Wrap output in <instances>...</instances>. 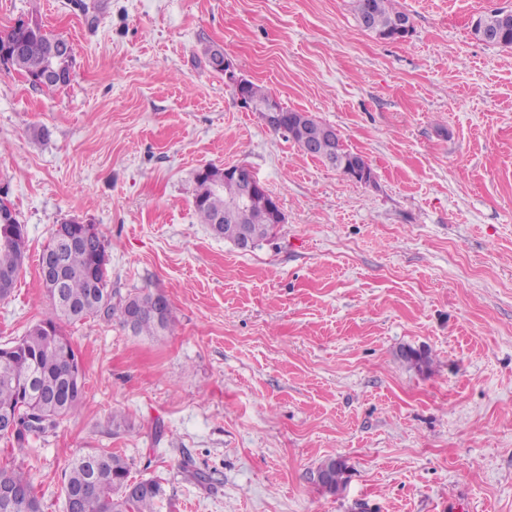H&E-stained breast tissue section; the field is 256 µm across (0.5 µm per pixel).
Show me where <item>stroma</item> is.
I'll list each match as a JSON object with an SVG mask.
<instances>
[{"instance_id":"stroma-1","label":"stroma","mask_w":512,"mask_h":512,"mask_svg":"<svg viewBox=\"0 0 512 512\" xmlns=\"http://www.w3.org/2000/svg\"><path fill=\"white\" fill-rule=\"evenodd\" d=\"M85 3L0 0V32L36 18L76 51L57 90L0 67V196L27 234L0 345L50 316L38 258L71 218L102 232L112 292H162L176 330L63 324L82 409L25 453L0 441V464L30 471L42 512H65L68 460L99 450L160 479L157 512H512V48L471 32L512 0H397L400 40L350 0ZM212 44L374 181L241 107ZM238 163L285 215L248 251L193 205L200 168ZM347 466L344 460L340 458H329L325 460L318 469V483L321 487L328 491H334L344 481ZM327 472L328 482L324 483L319 479V476Z\"/></svg>"}]
</instances>
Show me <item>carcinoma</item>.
Wrapping results in <instances>:
<instances>
[{
    "instance_id": "1",
    "label": "carcinoma",
    "mask_w": 512,
    "mask_h": 512,
    "mask_svg": "<svg viewBox=\"0 0 512 512\" xmlns=\"http://www.w3.org/2000/svg\"><path fill=\"white\" fill-rule=\"evenodd\" d=\"M355 16L364 30L382 39L394 38L399 24H410L409 16L395 7L394 0H352ZM478 21L489 27L493 40L490 44L512 48V23L501 22V11L493 10L478 16ZM67 40L48 32L41 26L31 27L18 22L9 32L0 34V51L13 47L17 55L9 58L11 68L23 74L31 84L45 70L52 51ZM241 95L252 103H262L272 94L248 81ZM280 125L277 130L290 135L298 147H303L300 127L305 124L302 112L279 106ZM241 184L233 179L224 182L223 194L214 196L202 191L197 183L194 207L201 223L217 228V235L233 241L241 229H246L259 242L271 233V225L265 223L266 210L256 201L246 207H236L234 202L241 195ZM13 210L7 211L6 220H0V278L9 277V285L0 292V299L7 298L15 285L27 253V237L22 233ZM64 288L62 300L52 292L47 296L52 305V315L34 324L19 339L0 346V410L10 409L18 414L20 428L13 437H3L11 445L25 447L29 436L56 429L60 422L78 412L83 392L76 389L62 391L72 370L77 368L78 356L61 331V324L84 321L88 318L114 320L123 328L129 327L131 307L139 310L140 319L132 332L136 335L155 336L160 332H172L174 319L159 324L151 307L158 296L156 291H142L119 299L107 288V269L96 262L95 249L73 248L64 258ZM37 373L45 391L43 395L30 394L21 384L22 377ZM108 461L106 470L88 496L79 500L78 512H156V502L163 495L159 481L131 477L128 460L113 451L80 452L68 462L64 472V491L81 493L93 462L98 458ZM347 466L340 458H329L319 467L318 473H327L328 482L319 485L334 491L344 481ZM0 484L16 488H34L30 473L5 464L0 466ZM0 512H41L38 497L31 506L24 507L0 497Z\"/></svg>"
}]
</instances>
